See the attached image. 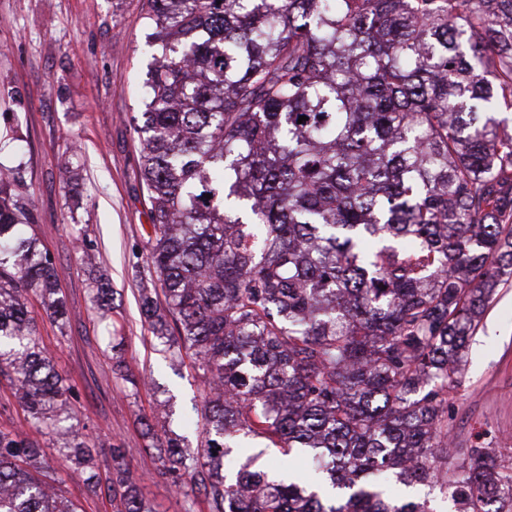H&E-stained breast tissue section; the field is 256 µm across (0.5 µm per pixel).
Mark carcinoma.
Masks as SVG:
<instances>
[{"instance_id": "obj_1", "label": "carcinoma", "mask_w": 512, "mask_h": 512, "mask_svg": "<svg viewBox=\"0 0 512 512\" xmlns=\"http://www.w3.org/2000/svg\"><path fill=\"white\" fill-rule=\"evenodd\" d=\"M151 62L131 116L149 202L145 323L201 371L204 442L153 454L209 512H437L378 481L437 484L452 512H512V463L448 455V395L512 278V0H143ZM301 116L308 117L298 123ZM0 170V377L59 455L153 512L125 451L92 469L29 304L59 273ZM211 198H206V195ZM110 309L111 289L93 285ZM323 458L312 484L224 439ZM0 512H77L46 451L0 429Z\"/></svg>"}]
</instances>
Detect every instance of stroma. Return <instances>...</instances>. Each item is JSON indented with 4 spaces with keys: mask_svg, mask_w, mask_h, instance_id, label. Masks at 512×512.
Here are the masks:
<instances>
[{
    "mask_svg": "<svg viewBox=\"0 0 512 512\" xmlns=\"http://www.w3.org/2000/svg\"><path fill=\"white\" fill-rule=\"evenodd\" d=\"M141 0H0V168L33 212L31 232L54 260L68 320L54 323L32 302L40 345L50 353L95 442L100 472L111 446L124 448L142 498L153 512H184V498L146 453L142 420L158 438L202 439L203 385L189 359L163 350L139 308L147 266V196L141 188L136 111L148 58ZM76 170L63 177V154ZM105 277L112 318L101 319L90 286ZM0 427L15 428L50 451L79 512H112L106 494L54 453L55 437L32 425L10 384L0 379ZM458 469L467 448L484 442L512 456V282L497 288L466 354L459 388L448 397Z\"/></svg>",
    "mask_w": 512,
    "mask_h": 512,
    "instance_id": "obj_1",
    "label": "stroma"
}]
</instances>
